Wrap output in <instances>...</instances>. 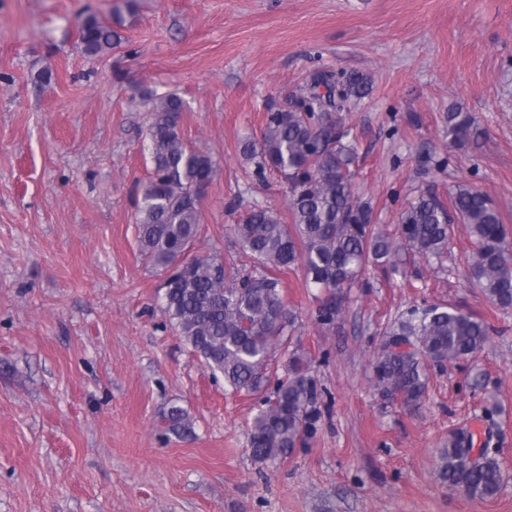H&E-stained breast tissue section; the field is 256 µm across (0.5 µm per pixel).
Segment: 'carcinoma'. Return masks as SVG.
<instances>
[{
    "label": "carcinoma",
    "mask_w": 512,
    "mask_h": 512,
    "mask_svg": "<svg viewBox=\"0 0 512 512\" xmlns=\"http://www.w3.org/2000/svg\"><path fill=\"white\" fill-rule=\"evenodd\" d=\"M122 43L112 25L89 14L80 28V44L89 56H104ZM371 78L322 71L308 91L285 106H270L260 138H248L242 156L249 175L261 180L282 175L290 223L268 208L254 206L232 230L254 259L252 270L232 276L216 253L185 250L200 239L202 195L217 174L213 157L182 134L184 103L175 94L141 95L153 119L146 133L152 172L140 188L135 225L145 260L163 275L161 309L179 336L202 362L224 377L235 393L264 394L248 433L256 463L284 460L307 446L321 419L318 388L307 355L289 353L288 374L272 379L275 351L288 345L295 315L288 305L280 273L299 268L315 296L316 321L336 325L347 293L368 265L393 267L411 254L440 261L454 234L465 225L474 249L464 256L469 283L502 309L512 307V258L499 209L479 189L458 182L448 197L427 187L398 219L397 233L385 232L372 205L355 192L357 153L342 113L365 98ZM448 144L462 149L476 143V118L460 110L448 113ZM491 341L489 325L451 306L412 309L393 323L372 362L379 393L406 407L425 398L429 371L446 370ZM170 429H191L187 411L171 405ZM472 448L455 435L440 450L434 467L439 482L475 500L501 491L504 466L499 451Z\"/></svg>",
    "instance_id": "obj_1"
}]
</instances>
